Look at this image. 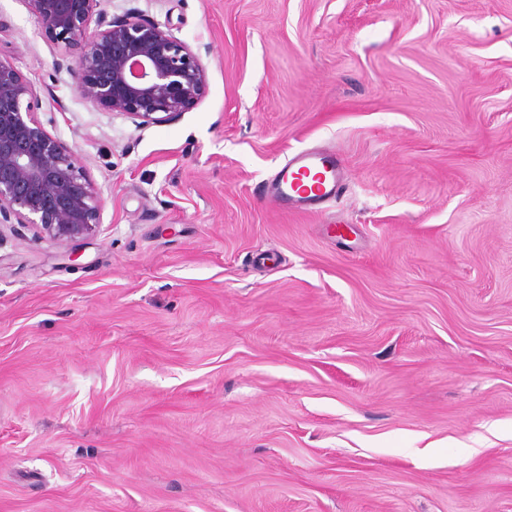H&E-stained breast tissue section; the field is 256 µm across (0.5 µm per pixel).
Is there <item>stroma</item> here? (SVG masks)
<instances>
[{
    "label": "stroma",
    "mask_w": 512,
    "mask_h": 512,
    "mask_svg": "<svg viewBox=\"0 0 512 512\" xmlns=\"http://www.w3.org/2000/svg\"><path fill=\"white\" fill-rule=\"evenodd\" d=\"M201 104L99 112L22 0L0 54L102 191L0 224V512H512V0H105ZM346 160L288 214V157ZM347 168L342 156L333 151H301L292 155L276 173L262 194L281 209L290 212H308L335 198ZM317 172L311 187L303 178Z\"/></svg>",
    "instance_id": "obj_1"
}]
</instances>
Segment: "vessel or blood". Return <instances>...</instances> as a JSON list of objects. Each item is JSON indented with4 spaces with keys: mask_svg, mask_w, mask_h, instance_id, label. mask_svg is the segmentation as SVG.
Listing matches in <instances>:
<instances>
[{
    "mask_svg": "<svg viewBox=\"0 0 512 512\" xmlns=\"http://www.w3.org/2000/svg\"><path fill=\"white\" fill-rule=\"evenodd\" d=\"M345 169L344 158L336 152L302 151L277 171L264 195L286 211L316 210L336 197Z\"/></svg>",
    "mask_w": 512,
    "mask_h": 512,
    "instance_id": "vessel-or-blood-1",
    "label": "vessel or blood"
}]
</instances>
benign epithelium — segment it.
I'll list each match as a JSON object with an SVG mask.
<instances>
[{
  "mask_svg": "<svg viewBox=\"0 0 512 512\" xmlns=\"http://www.w3.org/2000/svg\"><path fill=\"white\" fill-rule=\"evenodd\" d=\"M72 68L81 99L137 126L170 121L202 102L207 70L185 41L136 12L108 17L104 0H22ZM34 86L0 57V223L32 224L67 245L100 231L103 199L76 152L35 118Z\"/></svg>",
  "mask_w": 512,
  "mask_h": 512,
  "instance_id": "1",
  "label": "benign epithelium"
}]
</instances>
